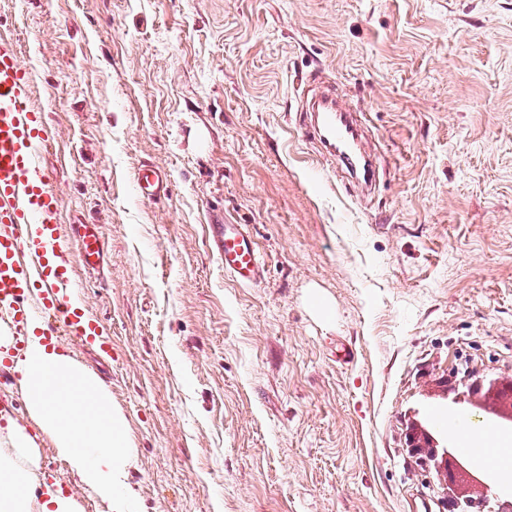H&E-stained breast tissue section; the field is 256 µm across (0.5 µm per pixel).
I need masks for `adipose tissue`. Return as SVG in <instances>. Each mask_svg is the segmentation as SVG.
Here are the masks:
<instances>
[{
	"mask_svg": "<svg viewBox=\"0 0 512 512\" xmlns=\"http://www.w3.org/2000/svg\"><path fill=\"white\" fill-rule=\"evenodd\" d=\"M15 370L38 424L71 472L108 502L110 512H133L125 484L133 450L122 416L95 378L37 336ZM33 457L31 436L13 428L11 447L0 448V512H80L58 483L38 477Z\"/></svg>",
	"mask_w": 512,
	"mask_h": 512,
	"instance_id": "adipose-tissue-1",
	"label": "adipose tissue"
}]
</instances>
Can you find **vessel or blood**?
<instances>
[{
    "label": "vessel or blood",
    "mask_w": 512,
    "mask_h": 512,
    "mask_svg": "<svg viewBox=\"0 0 512 512\" xmlns=\"http://www.w3.org/2000/svg\"><path fill=\"white\" fill-rule=\"evenodd\" d=\"M308 90L312 97L301 109L297 137L320 144L323 160L345 170L357 193L374 192L377 160L360 151L365 129L358 113L318 76H311ZM45 140L16 44L0 34V335L10 337L19 352L35 325L46 340L66 336L108 357L111 339L73 299L68 236L56 220L57 197L41 161ZM136 183L139 194L152 202L169 192L167 172L149 164L138 169ZM76 234L80 263L99 271L106 246L98 225H78ZM210 235L225 274L245 287L261 281L265 260L248 225L214 224Z\"/></svg>",
    "instance_id": "b4317fda"
}]
</instances>
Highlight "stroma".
Instances as JSON below:
<instances>
[{
    "mask_svg": "<svg viewBox=\"0 0 512 512\" xmlns=\"http://www.w3.org/2000/svg\"><path fill=\"white\" fill-rule=\"evenodd\" d=\"M0 33L59 223L107 244L104 278L71 266L112 356L61 349L124 419L138 512H442L412 440L443 429L452 368L512 375V0H0ZM313 72L369 120V198L291 134ZM145 163L167 198L139 195ZM214 208L250 226L260 283L225 275ZM2 414L108 512L17 374Z\"/></svg>",
    "mask_w": 512,
    "mask_h": 512,
    "instance_id": "stroma-1",
    "label": "stroma"
}]
</instances>
